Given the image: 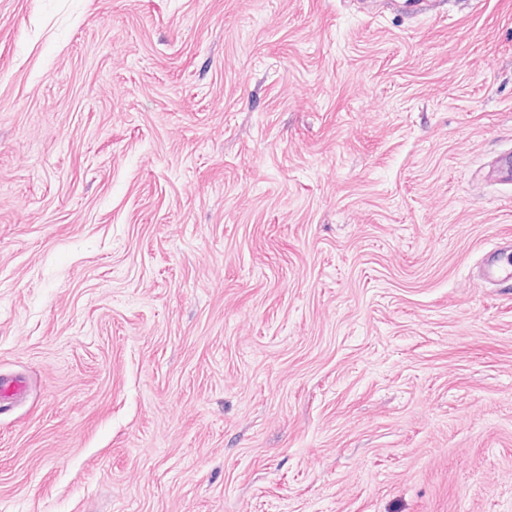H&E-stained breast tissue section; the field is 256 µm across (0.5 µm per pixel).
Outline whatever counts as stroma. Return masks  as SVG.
Returning a JSON list of instances; mask_svg holds the SVG:
<instances>
[{"label": "stroma", "mask_w": 512, "mask_h": 512, "mask_svg": "<svg viewBox=\"0 0 512 512\" xmlns=\"http://www.w3.org/2000/svg\"><path fill=\"white\" fill-rule=\"evenodd\" d=\"M512 0H0V512H512Z\"/></svg>", "instance_id": "35a3bbf8"}]
</instances>
